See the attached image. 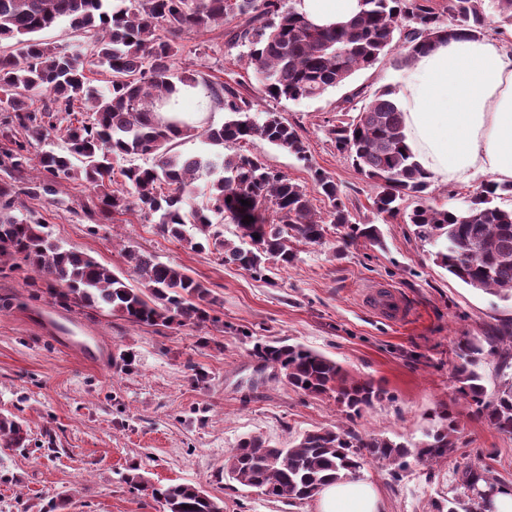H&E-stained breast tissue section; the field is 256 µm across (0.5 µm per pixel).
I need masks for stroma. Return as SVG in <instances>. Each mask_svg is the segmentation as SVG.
Returning a JSON list of instances; mask_svg holds the SVG:
<instances>
[{
  "instance_id": "stroma-1",
  "label": "stroma",
  "mask_w": 512,
  "mask_h": 512,
  "mask_svg": "<svg viewBox=\"0 0 512 512\" xmlns=\"http://www.w3.org/2000/svg\"><path fill=\"white\" fill-rule=\"evenodd\" d=\"M224 26L182 35L175 69L230 84L254 104L252 114L278 112L302 139L306 159L266 141L246 144L273 170L312 186L313 169L331 175L357 222L373 223L381 245L357 242L336 255L337 236L322 245L295 244V262L272 267L268 279L224 265L212 250L193 251L164 235L153 219L128 211L93 223L84 215L94 191L64 179L52 199H25L55 243L88 253L130 286L139 281L124 252L133 248L184 268L214 300L211 321L138 326L88 308L63 309L34 300L20 275L0 277V414L20 418L29 433L21 449H0V512H165L150 492L129 483H188L224 501V512H317L316 499L276 501L229 480L224 458L237 442L259 436L284 448L300 434L346 425L411 444L455 418L457 450L431 466L411 462L400 478L368 462L360 478L376 489L384 512H469L455 497L456 469L476 464L512 489V435L470 415L455 391L459 341L483 338L488 326L512 323V299L467 287L433 261L402 216L377 215L376 189L338 154L329 131L353 90L394 87L407 68L389 54L321 97L273 99L247 61V46L230 43ZM395 289L413 315L384 320L362 301L367 288ZM259 340L298 343L336 360L385 397L347 419L328 396L295 392L261 368Z\"/></svg>"
}]
</instances>
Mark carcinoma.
<instances>
[{"instance_id": "cac0c4a2", "label": "carcinoma", "mask_w": 512, "mask_h": 512, "mask_svg": "<svg viewBox=\"0 0 512 512\" xmlns=\"http://www.w3.org/2000/svg\"><path fill=\"white\" fill-rule=\"evenodd\" d=\"M448 18L431 0H360L359 12L345 22L318 27L284 0H0V141L9 144L0 159V274H23L29 288H44L55 302L118 314L133 324L168 327L210 320V290L183 268L139 250L125 253L126 263L144 283L129 287L123 278L91 255L54 244L45 224L17 213L15 197L31 199L55 193L59 179H81L96 193L86 210L109 220L136 208L157 218L160 229L190 249H213L224 264L256 278L269 266L286 268L296 253L291 238L306 244L325 242L329 225L343 229V245L380 242L375 224H357L341 198L334 178L315 169V190L328 201L326 216L315 213L308 189L270 168L261 158L236 153L184 155L180 133L156 119L162 102L177 85H201L210 100L227 113L224 125L204 130L217 147L246 144L255 138L306 158L295 128L277 112L262 120L251 115V101L231 86L184 70L172 73L177 53L174 38L240 22L229 40L249 44L248 63L262 76L265 92L291 101L315 98L345 84L358 70L373 66L394 51L407 65L443 40L479 38L486 33L485 0H448ZM61 19L86 38V47L70 50L35 37ZM101 68L106 80L94 84ZM356 92L346 98L357 112L332 130L336 151L375 183L373 207L395 216L409 201L407 223L417 237L439 246L435 261L465 285L512 298V209L496 200L512 195L510 184H485L466 204L452 209L430 202L431 175L405 145L402 112L389 89L362 106ZM81 103L86 115L66 121ZM62 134V149L45 150V142ZM149 156L146 165L115 170L116 158ZM37 170L42 179L32 181ZM207 178L205 204L194 205L197 181ZM249 201L244 206L241 200ZM272 210L273 217L266 215ZM227 215L237 228L231 240L217 230L214 216ZM250 216L253 222L244 223ZM191 224L196 235L187 237ZM253 355L276 369L280 379L306 395L335 394L347 417L383 399L370 380L349 381L330 357L299 344L257 342ZM457 393L472 413L500 433L512 435V328L493 329L482 339L459 342ZM497 359L499 381L488 396L478 366ZM437 429L410 447L388 437L341 428L307 431L287 448L272 447L259 437H244L224 459V472L242 486L274 500H307L344 475H357L368 461L391 467L398 478L411 456L430 464L446 461L455 449L456 428L448 413ZM28 433L13 416L0 414V447L22 448ZM288 465H283V460ZM478 466L461 471L456 489L465 495L491 484ZM166 512H212L210 495L190 484L152 489Z\"/></svg>"}]
</instances>
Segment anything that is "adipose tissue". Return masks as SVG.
<instances>
[{"label": "adipose tissue", "instance_id": "adipose-tissue-1", "mask_svg": "<svg viewBox=\"0 0 512 512\" xmlns=\"http://www.w3.org/2000/svg\"><path fill=\"white\" fill-rule=\"evenodd\" d=\"M313 23L329 26L359 10V0H299ZM393 97L403 114L405 144L440 184L479 175L512 182V52L493 38L452 39L417 56ZM195 109H186L187 101ZM211 101L203 87L178 86L161 118L204 120ZM318 512H379L373 487L345 477L317 495Z\"/></svg>", "mask_w": 512, "mask_h": 512}]
</instances>
